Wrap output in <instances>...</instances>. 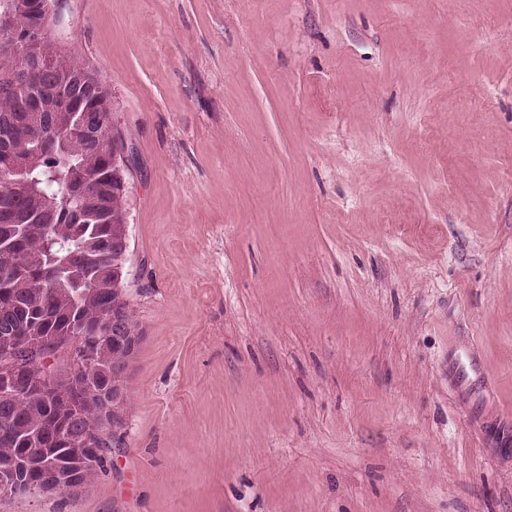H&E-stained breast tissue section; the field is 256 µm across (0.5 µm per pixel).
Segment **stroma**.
<instances>
[{"label":"stroma","mask_w":512,"mask_h":512,"mask_svg":"<svg viewBox=\"0 0 512 512\" xmlns=\"http://www.w3.org/2000/svg\"><path fill=\"white\" fill-rule=\"evenodd\" d=\"M47 29L112 93L142 339L89 485L0 512H512V0Z\"/></svg>","instance_id":"35a3bbf8"}]
</instances>
